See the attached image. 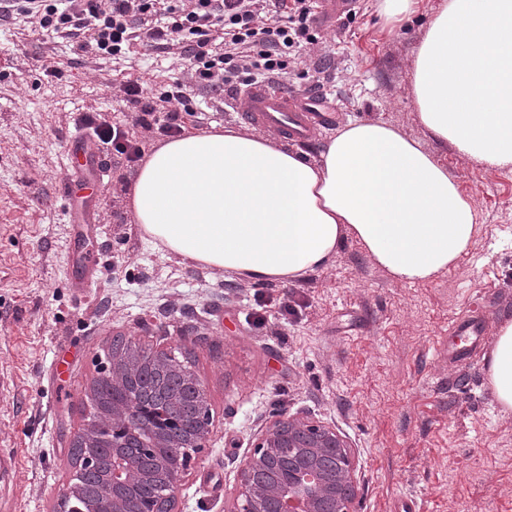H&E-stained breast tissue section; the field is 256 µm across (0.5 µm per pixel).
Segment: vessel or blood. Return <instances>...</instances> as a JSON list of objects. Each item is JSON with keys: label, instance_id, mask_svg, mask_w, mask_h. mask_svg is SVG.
Segmentation results:
<instances>
[{"label": "vessel or blood", "instance_id": "b4317fda", "mask_svg": "<svg viewBox=\"0 0 512 512\" xmlns=\"http://www.w3.org/2000/svg\"><path fill=\"white\" fill-rule=\"evenodd\" d=\"M353 8V0H319L316 22L321 28L334 31L340 18ZM227 100L242 123L264 129L286 141L309 142L334 118L317 93L291 92L281 85L256 83L236 89ZM68 157L76 166L96 171L91 190L104 189V162L91 146L87 130L76 129L70 136ZM448 332L452 337L448 357L454 360L466 355L470 344L485 338L487 327L482 320L464 315L452 322Z\"/></svg>", "mask_w": 512, "mask_h": 512}]
</instances>
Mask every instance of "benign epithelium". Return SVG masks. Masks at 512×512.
<instances>
[{"label":"benign epithelium","mask_w":512,"mask_h":512,"mask_svg":"<svg viewBox=\"0 0 512 512\" xmlns=\"http://www.w3.org/2000/svg\"><path fill=\"white\" fill-rule=\"evenodd\" d=\"M138 360L112 351V387H129ZM103 421L128 423L125 438L112 443V500L109 512H135L134 490L152 482L155 473L138 462L130 449L151 453L155 448H202L212 421L192 412L185 417L184 435L174 440L152 429V447L139 436L138 414L132 402L112 403ZM358 493L354 455L335 428L306 416L275 420L260 435L250 457L237 471L232 498L224 512H354Z\"/></svg>","instance_id":"obj_1"}]
</instances>
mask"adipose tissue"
I'll return each mask as SVG.
<instances>
[{
    "label": "adipose tissue",
    "instance_id": "obj_1",
    "mask_svg": "<svg viewBox=\"0 0 512 512\" xmlns=\"http://www.w3.org/2000/svg\"><path fill=\"white\" fill-rule=\"evenodd\" d=\"M412 70L426 140L354 121L309 160L245 130L186 132L136 168V223L166 251L254 282L328 268L349 238L396 280L448 271L475 242L477 210L429 145L512 172V0H441ZM483 362L512 413V319Z\"/></svg>",
    "mask_w": 512,
    "mask_h": 512
}]
</instances>
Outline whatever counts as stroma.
Segmentation results:
<instances>
[{
	"mask_svg": "<svg viewBox=\"0 0 512 512\" xmlns=\"http://www.w3.org/2000/svg\"><path fill=\"white\" fill-rule=\"evenodd\" d=\"M440 0L386 23L363 0L332 39H321L287 86L325 92L338 118L313 144L318 158L338 128L379 120L423 139L412 59ZM48 68L60 77L46 81ZM179 46L134 43L98 60L0 21V512H57L72 474L74 437L92 420L89 397L113 337L178 353L200 381L213 419L191 453L175 512H224L237 469L279 415L302 414L346 436L356 460L355 512H512V413L488 387L489 345L449 364L448 327L466 313L489 330L512 318V172L432 145L480 232L448 272L400 282L347 239L334 264L287 283H255L197 267L147 237L127 208L130 167L107 161L90 241L63 212L65 147L82 115L99 113L151 152L126 101L127 81L151 89L186 80ZM94 264L84 291L76 270Z\"/></svg>",
	"mask_w": 512,
	"mask_h": 512,
	"instance_id": "35a3bbf8",
	"label": "stroma"
}]
</instances>
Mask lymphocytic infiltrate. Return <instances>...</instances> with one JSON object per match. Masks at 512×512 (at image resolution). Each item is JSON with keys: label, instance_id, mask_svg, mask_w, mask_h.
<instances>
[{"label": "lymphocytic infiltrate", "instance_id": "lymphocytic-infiltrate-1", "mask_svg": "<svg viewBox=\"0 0 512 512\" xmlns=\"http://www.w3.org/2000/svg\"><path fill=\"white\" fill-rule=\"evenodd\" d=\"M316 0H0V13L26 19L36 30L75 39L102 58L126 54L137 39L161 48L183 44L190 80L145 96L138 82L123 85L125 98L140 104L138 122L162 135L180 134L181 113L191 111V88L221 95L226 86L280 83L293 64L319 42ZM222 39L223 49L213 46ZM94 138L113 155L134 163L139 143L120 126L86 116Z\"/></svg>", "mask_w": 512, "mask_h": 512}]
</instances>
